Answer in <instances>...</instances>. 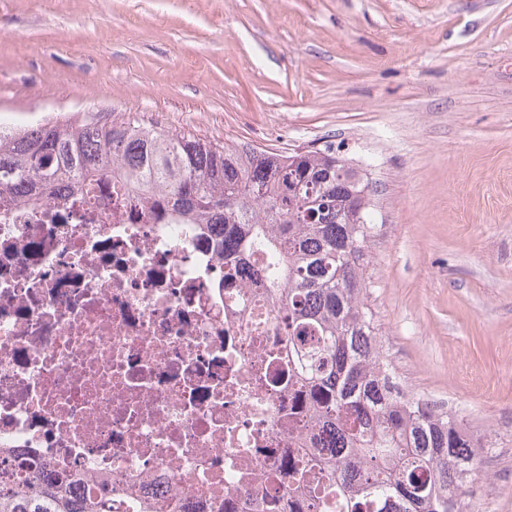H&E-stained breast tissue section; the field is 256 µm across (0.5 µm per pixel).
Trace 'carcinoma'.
Segmentation results:
<instances>
[{"label": "carcinoma", "instance_id": "carcinoma-1", "mask_svg": "<svg viewBox=\"0 0 512 512\" xmlns=\"http://www.w3.org/2000/svg\"><path fill=\"white\" fill-rule=\"evenodd\" d=\"M107 175L147 217L209 226L228 269L252 267L283 327L272 387L302 388L301 414L332 439L322 451L295 437L289 512H464L484 449L409 389L379 339L364 277L369 181L329 150L275 153L131 121L0 129V201L37 205L62 182L75 191ZM0 512H112V498L10 473Z\"/></svg>", "mask_w": 512, "mask_h": 512}]
</instances>
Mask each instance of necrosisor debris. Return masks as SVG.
<instances>
[{
	"instance_id": "4bbe7bcc",
	"label": "necrosis or debris",
	"mask_w": 512,
	"mask_h": 512,
	"mask_svg": "<svg viewBox=\"0 0 512 512\" xmlns=\"http://www.w3.org/2000/svg\"><path fill=\"white\" fill-rule=\"evenodd\" d=\"M224 274L199 225L147 219L108 177L0 206L6 463L93 476L113 512L287 504L301 394L268 383L282 333L259 322L250 271Z\"/></svg>"
}]
</instances>
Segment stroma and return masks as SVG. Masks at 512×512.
<instances>
[{"label":"stroma","instance_id":"35a3bbf8","mask_svg":"<svg viewBox=\"0 0 512 512\" xmlns=\"http://www.w3.org/2000/svg\"><path fill=\"white\" fill-rule=\"evenodd\" d=\"M88 115L366 173L383 345L512 512V0H0V127Z\"/></svg>","mask_w":512,"mask_h":512}]
</instances>
